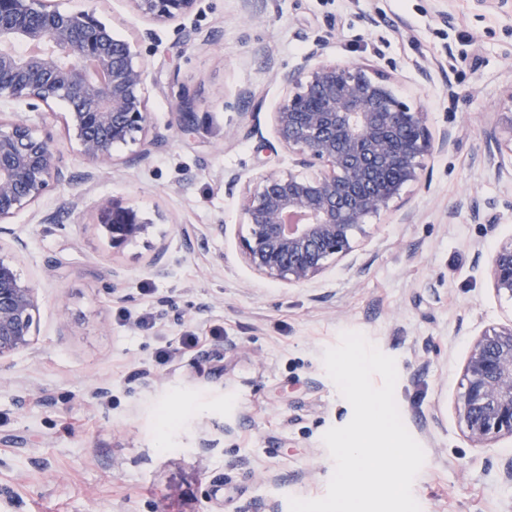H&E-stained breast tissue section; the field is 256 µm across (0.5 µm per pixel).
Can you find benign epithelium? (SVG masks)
Instances as JSON below:
<instances>
[{"label":"benign epithelium","mask_w":512,"mask_h":512,"mask_svg":"<svg viewBox=\"0 0 512 512\" xmlns=\"http://www.w3.org/2000/svg\"><path fill=\"white\" fill-rule=\"evenodd\" d=\"M146 20L169 22L196 0H130ZM147 62L88 12H62L51 0H0V233L52 185L70 180L63 151L17 107L35 100L41 122L68 104L64 125L76 154L94 170L115 165L114 149L139 145L143 160L195 125L194 99L184 94L166 132L153 129L144 96ZM284 95L272 112L280 144L310 173H261L239 199L241 255L254 273L290 285L323 275L352 249L366 220L391 213L406 187L419 183L434 152L451 134L432 135L425 114L371 67L308 56L278 75ZM501 154L512 159V111L498 113ZM98 223L112 249L149 235L155 221L134 204L105 201ZM488 279L512 299V238L487 256ZM36 288L0 258V359L32 347ZM455 413L472 447L512 438V321L472 343Z\"/></svg>","instance_id":"obj_1"}]
</instances>
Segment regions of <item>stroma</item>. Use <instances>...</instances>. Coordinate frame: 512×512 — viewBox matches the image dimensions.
Wrapping results in <instances>:
<instances>
[{"label":"stroma","mask_w":512,"mask_h":512,"mask_svg":"<svg viewBox=\"0 0 512 512\" xmlns=\"http://www.w3.org/2000/svg\"><path fill=\"white\" fill-rule=\"evenodd\" d=\"M53 3L135 42L156 130L185 93L196 121L133 165L131 147L117 148L114 168L94 173L56 104L48 130L71 182L0 234V257L38 296L32 348L0 360V512H289V498L323 497L334 471L323 435L353 415L323 353L347 331L396 361V403L426 456L412 486L421 512H512V439L471 447L454 409L471 343L512 319L484 271L512 238V162L491 136L512 110V9L196 0L159 24L130 0ZM313 54L372 64L452 141L350 255L290 286L242 262L229 180L288 170L271 126L276 76ZM112 198L161 216L156 235L112 251L96 219Z\"/></svg>","instance_id":"obj_1"}]
</instances>
